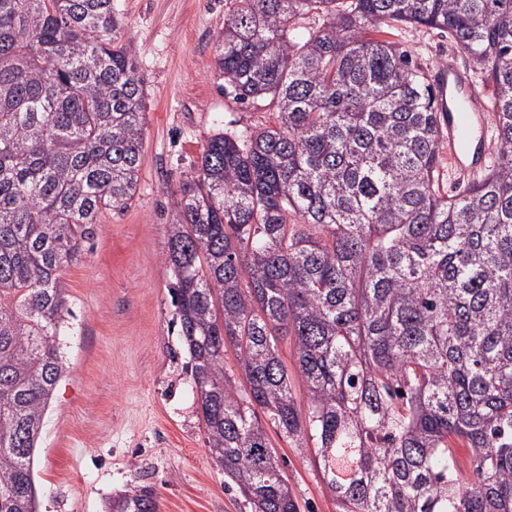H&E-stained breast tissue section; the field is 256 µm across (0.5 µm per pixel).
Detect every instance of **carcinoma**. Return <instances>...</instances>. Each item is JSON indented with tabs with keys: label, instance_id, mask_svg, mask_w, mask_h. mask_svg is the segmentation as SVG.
I'll return each instance as SVG.
<instances>
[{
	"label": "carcinoma",
	"instance_id": "carcinoma-1",
	"mask_svg": "<svg viewBox=\"0 0 512 512\" xmlns=\"http://www.w3.org/2000/svg\"><path fill=\"white\" fill-rule=\"evenodd\" d=\"M239 3L215 65L276 123L206 140L164 258L212 460L252 512H297L262 414L313 442L336 512H512V0ZM398 24L480 74L497 144L461 193L440 189L423 68L372 36ZM120 26L112 0H0V512H37L62 271L137 191L145 89ZM279 352L285 363L288 364V373L292 379L293 393L297 397L298 403H300L301 406L305 408L307 407L305 387L302 380L299 379L293 371L295 356L292 350V346L289 343V337L287 340L279 344Z\"/></svg>",
	"mask_w": 512,
	"mask_h": 512
}]
</instances>
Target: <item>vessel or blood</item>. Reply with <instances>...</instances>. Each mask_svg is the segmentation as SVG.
Returning <instances> with one entry per match:
<instances>
[{"instance_id":"1","label":"vessel or blood","mask_w":512,"mask_h":512,"mask_svg":"<svg viewBox=\"0 0 512 512\" xmlns=\"http://www.w3.org/2000/svg\"><path fill=\"white\" fill-rule=\"evenodd\" d=\"M443 138L451 165L472 174L480 172L489 155L484 95L467 73L442 65L433 75Z\"/></svg>"}]
</instances>
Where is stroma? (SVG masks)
Returning <instances> with one entry per match:
<instances>
[{"label": "stroma", "instance_id": "stroma-1", "mask_svg": "<svg viewBox=\"0 0 512 512\" xmlns=\"http://www.w3.org/2000/svg\"><path fill=\"white\" fill-rule=\"evenodd\" d=\"M113 3L145 82L139 181L130 205L105 213L63 273L66 373L34 454L39 512H104L108 498L136 486L155 491L157 512H250L209 456L164 257L174 194L195 174L205 139L273 125L275 107L237 100L215 67L237 0ZM391 38L428 72L453 53L421 26L397 27ZM267 433L299 512H336L311 450L275 427Z\"/></svg>", "mask_w": 512, "mask_h": 512}]
</instances>
